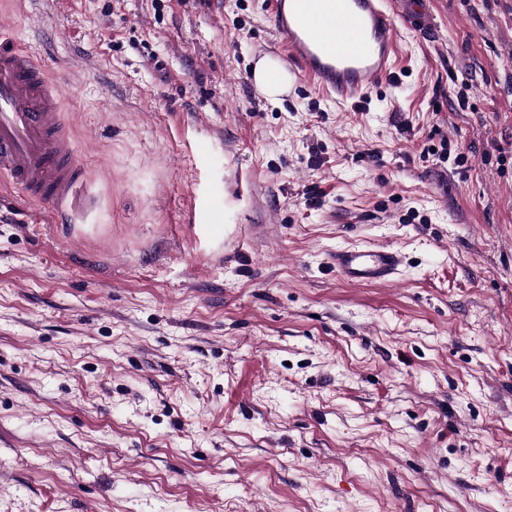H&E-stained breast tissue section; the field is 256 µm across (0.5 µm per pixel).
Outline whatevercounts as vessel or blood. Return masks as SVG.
<instances>
[{
  "label": "vessel or blood",
  "mask_w": 512,
  "mask_h": 512,
  "mask_svg": "<svg viewBox=\"0 0 512 512\" xmlns=\"http://www.w3.org/2000/svg\"><path fill=\"white\" fill-rule=\"evenodd\" d=\"M400 0H269L278 34L271 52L282 73L308 83L339 103H360L393 83L403 30L422 32L424 18L401 11ZM60 87L17 46L0 45V179L29 203L47 209L56 223L69 224L91 212L89 189L75 143L64 128ZM401 253L384 246L337 248L330 264L350 283L395 280Z\"/></svg>",
  "instance_id": "vessel-or-blood-1"
}]
</instances>
